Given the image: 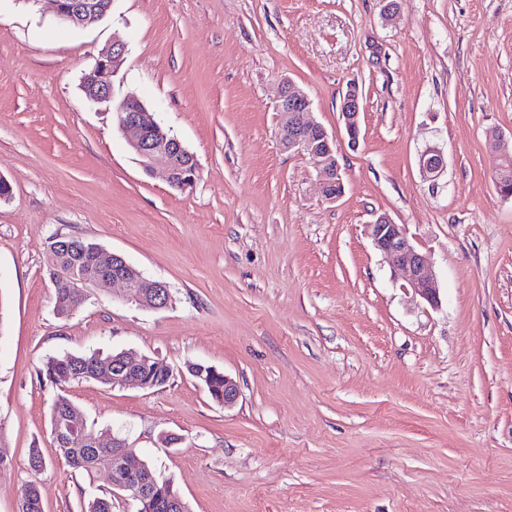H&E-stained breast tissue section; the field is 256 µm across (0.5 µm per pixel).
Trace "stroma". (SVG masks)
Returning <instances> with one entry per match:
<instances>
[{
  "label": "stroma",
  "mask_w": 512,
  "mask_h": 512,
  "mask_svg": "<svg viewBox=\"0 0 512 512\" xmlns=\"http://www.w3.org/2000/svg\"><path fill=\"white\" fill-rule=\"evenodd\" d=\"M113 0L88 28L52 0H0V512L30 481L44 512L110 485L56 447L57 396L124 438L191 512H512V0ZM120 37L115 98L136 94L193 153L180 190L150 176L81 78ZM336 140L344 194L279 141L284 81ZM362 94L358 144L340 112ZM434 147L444 173L426 179ZM405 225L441 304L367 235ZM73 235L167 285L145 310L91 287L58 316L50 238ZM135 350L163 387L49 381L48 358ZM233 378L224 408L187 371ZM175 435L163 446L159 438ZM45 465L29 466L31 449ZM419 166L424 175L430 180L435 181L446 168L444 155L438 149H426L420 154Z\"/></svg>",
  "instance_id": "1"
}]
</instances>
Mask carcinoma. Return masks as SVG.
Instances as JSON below:
<instances>
[{
	"label": "carcinoma",
	"instance_id": "cac0c4a2",
	"mask_svg": "<svg viewBox=\"0 0 512 512\" xmlns=\"http://www.w3.org/2000/svg\"><path fill=\"white\" fill-rule=\"evenodd\" d=\"M60 257L63 268L76 274H86L90 263L78 251L63 250ZM83 300V296L67 288L59 289L55 295L57 314L66 317L72 306ZM120 352L104 358L96 352L65 353L52 357L45 364L49 377L71 378L78 381H95L104 386H112V358ZM79 412V408L65 397L57 398L51 408V416L64 422L69 416ZM57 448L66 461L81 471L88 479H94L101 471L112 468V461L121 459V473L128 490L114 494L109 491L102 496L88 499L81 507V512H112L114 500L125 496L135 497L139 490L148 489V496L139 500L145 512H190L188 505L174 489L172 483L157 477L153 468L132 450H120L112 447V435L95 431L85 425L72 429L64 436L53 437ZM25 509L22 512H42L41 497L38 487L28 483L22 488Z\"/></svg>",
	"mask_w": 512,
	"mask_h": 512
}]
</instances>
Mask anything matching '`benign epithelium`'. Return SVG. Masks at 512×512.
Listing matches in <instances>:
<instances>
[{"instance_id":"benign-epithelium-1","label":"benign epithelium","mask_w":512,"mask_h":512,"mask_svg":"<svg viewBox=\"0 0 512 512\" xmlns=\"http://www.w3.org/2000/svg\"><path fill=\"white\" fill-rule=\"evenodd\" d=\"M54 12L59 22L75 26L88 27L101 20L109 12L112 0H53ZM125 54V44L113 39L99 52V57L92 72L82 77L85 99L92 105L113 102L112 78L119 70ZM311 100L308 95L292 81L283 83L276 104L281 112V145L309 157L318 169L322 197L330 202L339 199L344 190L340 166L336 157V139L326 129L313 120H302V116L311 112ZM362 109V95L358 87L349 86L341 102V112L345 120L347 135L351 142L359 139V116ZM116 124L136 154L142 159L147 171L155 172L157 159L164 160V168L159 175L170 185L187 187L178 183V155L183 151L182 143L175 137L167 135L150 117L144 103L134 94H127L118 101ZM156 132L153 139L147 135ZM419 166L423 174L434 181L446 168L442 152L429 148L420 154ZM368 236L378 250L392 265L402 268L407 273V287L431 306H437L440 292L434 278L428 274V257L410 240L405 225L396 224L385 215H379L368 225ZM89 258L95 273L90 277L70 279L63 277L62 267L53 263L51 282L56 288H72L79 294L86 293V288L97 284L120 283L126 289L127 298L140 307L150 310L164 308L170 301V292L166 285L151 281L130 265L122 256L106 254L95 246H80ZM153 364V370L165 371L159 362L147 355L123 354L120 362L112 363V387H124L135 383L142 388L150 387L139 371L142 363ZM224 395L219 404L226 408L236 404L239 397L237 383L228 375H223Z\"/></svg>"}]
</instances>
